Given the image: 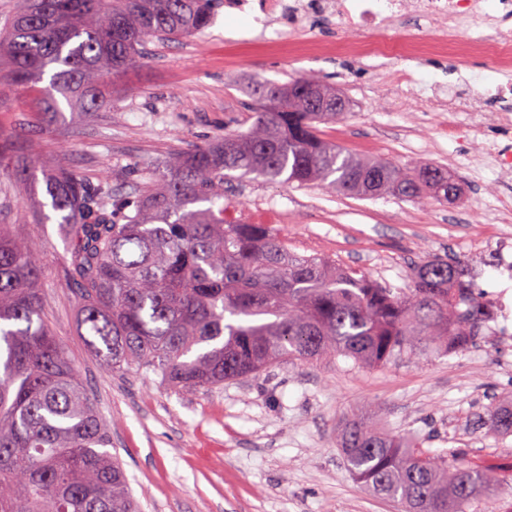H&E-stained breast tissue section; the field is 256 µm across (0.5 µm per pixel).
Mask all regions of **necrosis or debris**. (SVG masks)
Instances as JSON below:
<instances>
[{
  "instance_id": "1",
  "label": "necrosis or debris",
  "mask_w": 512,
  "mask_h": 512,
  "mask_svg": "<svg viewBox=\"0 0 512 512\" xmlns=\"http://www.w3.org/2000/svg\"><path fill=\"white\" fill-rule=\"evenodd\" d=\"M322 13L346 32L344 50L355 57L380 55L384 46L362 40V33L384 35L400 18L418 23L447 22L454 30L471 33L491 66L512 69V0H224V13L250 21V40L275 32L278 40L293 42L307 29L311 17ZM402 96H429L432 103H447L449 111H482L486 101L512 103V81L491 84L476 93L449 96L427 93L412 73L397 85ZM475 277L483 278L478 296L490 310L489 330L502 348L512 347V230L495 227L484 250L472 261Z\"/></svg>"
}]
</instances>
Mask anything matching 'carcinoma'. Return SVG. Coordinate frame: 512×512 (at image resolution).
Wrapping results in <instances>:
<instances>
[{
	"mask_svg": "<svg viewBox=\"0 0 512 512\" xmlns=\"http://www.w3.org/2000/svg\"><path fill=\"white\" fill-rule=\"evenodd\" d=\"M0 35V67L45 96L49 111L105 112L106 79L135 67L147 40L202 32L222 0H18ZM50 74L49 88L38 83ZM245 132L175 154L125 194L58 162L45 181L44 219L64 226L65 275L78 324L110 373L148 369L194 393L288 361L343 356L377 366L400 356L464 350L487 318L458 265L433 258L395 292L321 257L301 256L269 224L227 219L224 186L250 177L322 184L355 197L448 202L455 175L396 164L326 141L319 125L344 112H302L288 84H260ZM16 164L0 142V178ZM435 172L437 179L427 174ZM41 257L0 224V512H135L108 426L63 341L44 317ZM512 436V398L487 408ZM344 462L373 494L404 512H482L501 479L452 454L378 428L364 415L338 432Z\"/></svg>",
	"mask_w": 512,
	"mask_h": 512,
	"instance_id": "carcinoma-1",
	"label": "carcinoma"
}]
</instances>
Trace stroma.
<instances>
[{"label": "stroma", "mask_w": 512, "mask_h": 512, "mask_svg": "<svg viewBox=\"0 0 512 512\" xmlns=\"http://www.w3.org/2000/svg\"><path fill=\"white\" fill-rule=\"evenodd\" d=\"M245 24L219 12L204 34L149 44L142 64L117 78L111 110L76 122L39 111L31 93L0 74V138L35 174L62 159L89 180L127 182L216 134L246 131L257 84L316 72L349 102L342 123L322 126L326 140L359 155L445 166L458 178V197L420 207L244 179L228 192L232 217L273 225L292 251L359 269L389 288H408L412 266L432 257L465 263L498 207V175L476 158L485 142L512 144V126L496 122L492 100L473 122L426 111L415 99L400 105L392 88L408 69L451 92L500 80L467 35L399 20L389 55L358 61L339 51L340 35L324 16L290 45L225 40V29ZM415 33L445 45L406 61L400 43ZM452 121L460 135L449 136ZM41 194V183L15 185L0 197V224L40 252L47 320L95 395L142 512H400L358 484L343 461L336 430L352 414L429 452H460L495 474L512 473V437L501 438L486 417L491 400L512 396V370L491 361L493 336L462 352L374 368L341 356L279 364L192 395L146 369L104 374L64 278V229L38 223L30 204Z\"/></svg>", "instance_id": "35a3bbf8"}]
</instances>
